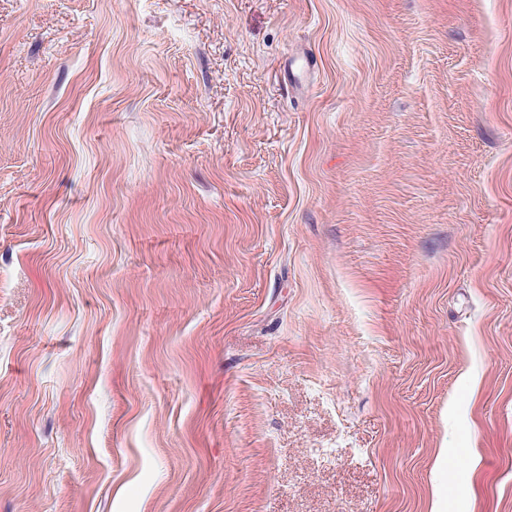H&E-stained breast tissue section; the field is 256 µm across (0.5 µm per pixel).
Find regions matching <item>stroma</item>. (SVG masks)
Listing matches in <instances>:
<instances>
[{
  "label": "stroma",
  "mask_w": 512,
  "mask_h": 512,
  "mask_svg": "<svg viewBox=\"0 0 512 512\" xmlns=\"http://www.w3.org/2000/svg\"><path fill=\"white\" fill-rule=\"evenodd\" d=\"M512 512V0H0V512Z\"/></svg>",
  "instance_id": "obj_1"
}]
</instances>
